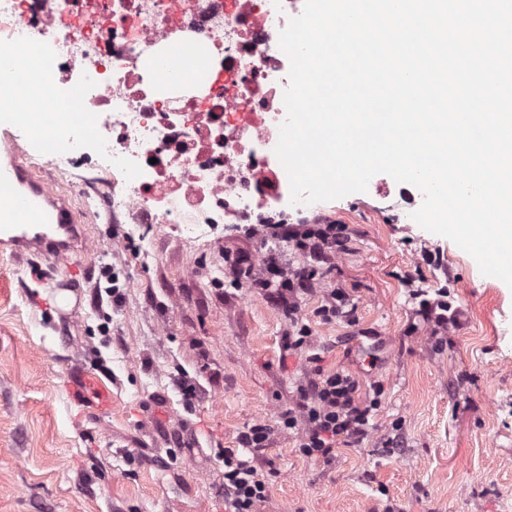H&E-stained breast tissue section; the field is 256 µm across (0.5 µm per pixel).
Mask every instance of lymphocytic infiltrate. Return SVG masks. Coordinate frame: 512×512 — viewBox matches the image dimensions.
I'll list each match as a JSON object with an SVG mask.
<instances>
[{"mask_svg":"<svg viewBox=\"0 0 512 512\" xmlns=\"http://www.w3.org/2000/svg\"><path fill=\"white\" fill-rule=\"evenodd\" d=\"M294 246L319 255L340 250L342 240L332 224H314L305 230L290 231ZM234 270L251 286L267 289L282 303L291 317L294 330L286 347L299 351L312 346V332L301 316L300 295L306 289V278L298 270L270 261L262 268L235 264ZM314 377L299 391L294 407L282 413L278 427L254 424L238 435V445L224 451V504L228 512H257L268 492V481L256 466L259 452L268 447L275 430L296 433L302 456L331 465L339 446L362 444L372 429L375 411L384 392L382 384H372L371 395L359 396L358 380L342 372H324L318 355H310Z\"/></svg>","mask_w":512,"mask_h":512,"instance_id":"1","label":"lymphocytic infiltrate"}]
</instances>
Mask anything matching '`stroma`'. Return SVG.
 Segmentation results:
<instances>
[{
    "mask_svg": "<svg viewBox=\"0 0 512 512\" xmlns=\"http://www.w3.org/2000/svg\"><path fill=\"white\" fill-rule=\"evenodd\" d=\"M37 153L29 135L0 131V164L53 185L80 222L60 258L0 242V512H225V449L246 426L277 425L310 372L305 352L284 351L285 307L234 286L242 255L309 274L301 314L322 367L384 387L373 431L332 465L275 435L257 460L271 474L258 512H512V288L407 223L414 192L371 188L294 216L345 240L318 256L279 228L256 238L217 224L188 239L111 218L83 192L94 168L55 170ZM334 288L352 320L317 316ZM443 288L458 322L440 335L419 309ZM83 372L111 406L70 396Z\"/></svg>",
    "mask_w": 512,
    "mask_h": 512,
    "instance_id": "obj_1",
    "label": "stroma"
}]
</instances>
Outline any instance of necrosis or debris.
Segmentation results:
<instances>
[{
  "mask_svg": "<svg viewBox=\"0 0 512 512\" xmlns=\"http://www.w3.org/2000/svg\"><path fill=\"white\" fill-rule=\"evenodd\" d=\"M304 0H0V114L46 163L92 165L131 224L290 216L274 149ZM81 134L78 155L59 139Z\"/></svg>",
  "mask_w": 512,
  "mask_h": 512,
  "instance_id": "obj_1",
  "label": "necrosis or debris"
}]
</instances>
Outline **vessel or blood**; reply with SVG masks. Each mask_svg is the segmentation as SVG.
I'll use <instances>...</instances> for the list:
<instances>
[{"label": "vessel or blood", "mask_w": 512, "mask_h": 512, "mask_svg": "<svg viewBox=\"0 0 512 512\" xmlns=\"http://www.w3.org/2000/svg\"><path fill=\"white\" fill-rule=\"evenodd\" d=\"M42 185L32 181L17 165L0 166V237L26 245L36 241L51 244L61 254L64 242L53 240V233L70 231L77 218L64 205L45 206Z\"/></svg>", "instance_id": "b4317fda"}]
</instances>
